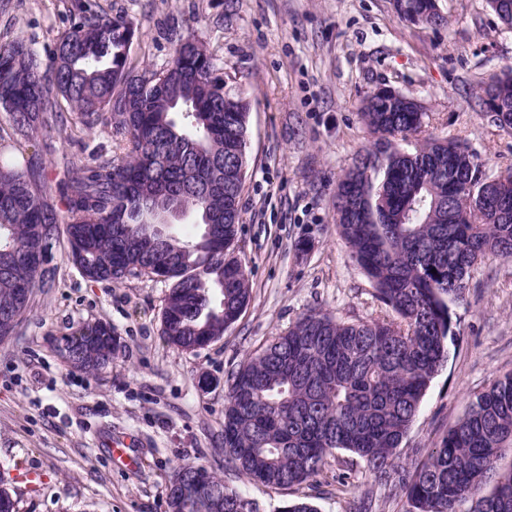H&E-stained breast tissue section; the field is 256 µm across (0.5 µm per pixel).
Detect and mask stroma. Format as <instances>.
<instances>
[{"instance_id": "obj_1", "label": "stroma", "mask_w": 512, "mask_h": 512, "mask_svg": "<svg viewBox=\"0 0 512 512\" xmlns=\"http://www.w3.org/2000/svg\"><path fill=\"white\" fill-rule=\"evenodd\" d=\"M447 25L397 18L392 0H0V45L20 41L49 60L79 8L135 25L136 70L165 68L179 37L203 43L227 88L250 99L243 221L234 254L251 298L208 346L185 351L162 334L167 285L145 275L92 282L59 241L53 283L35 292L10 338L0 341V487L18 512H168L167 488L185 462L206 466L257 512L302 500L317 512H405L397 480L380 484L365 460L336 450L322 475L289 489L251 483L224 461L228 379L304 314L381 320L390 312L356 266L336 226V181L369 145L362 97L389 87L414 98L423 134L455 140L478 156L491 180L512 168V129L498 127L479 100L485 84L512 67V28L487 0H438ZM31 146L47 189L61 201L67 172L129 150L106 120L93 130L15 131L0 119V153ZM455 335L404 438L398 465L424 462L476 394L512 372V259L487 255L451 308ZM111 325L114 359L89 374L61 346L88 324ZM126 439L134 465L109 447ZM345 475L347 486L336 482Z\"/></svg>"}]
</instances>
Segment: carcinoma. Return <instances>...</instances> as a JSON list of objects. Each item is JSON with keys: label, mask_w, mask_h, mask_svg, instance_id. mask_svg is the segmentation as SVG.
I'll return each mask as SVG.
<instances>
[{"label": "carcinoma", "mask_w": 512, "mask_h": 512, "mask_svg": "<svg viewBox=\"0 0 512 512\" xmlns=\"http://www.w3.org/2000/svg\"><path fill=\"white\" fill-rule=\"evenodd\" d=\"M429 0H394L412 22ZM134 25L83 11L45 65L27 45L0 46V112L19 131L36 132L64 100L83 129L104 116L129 136L120 161L71 170L66 213L48 198L32 162L0 158V340L19 327L31 301L19 288H42L60 232L69 257L94 282L161 269L168 294L163 334L180 349L224 335L249 300V280L226 258L242 223L240 200L247 163L251 102L224 91L211 53L179 40L161 71L139 73L128 63ZM512 123V67L482 89ZM361 118L370 148L356 156L336 184V224L359 268L372 281L392 319L349 324L320 312L303 315L282 336L228 379L224 457L239 475L289 488L323 473L337 449L364 459L386 481L421 399L448 358L450 305L461 300L470 269L488 253L512 258V173L493 183L482 163L457 143L426 140L413 152L399 141L421 133L423 112L413 98L367 94ZM150 208L175 212L161 242L142 222ZM223 228L204 239V226ZM112 327L86 326L72 342L76 362L97 371L112 362L105 336ZM512 373L475 396L468 412L443 434L428 459L398 473L407 512H512ZM203 495L177 512H212L206 486L220 479L186 462ZM224 512H256L240 493L224 489Z\"/></svg>", "instance_id": "cac0c4a2"}]
</instances>
